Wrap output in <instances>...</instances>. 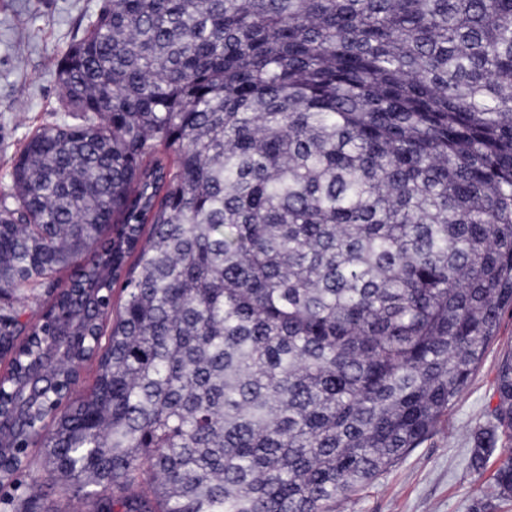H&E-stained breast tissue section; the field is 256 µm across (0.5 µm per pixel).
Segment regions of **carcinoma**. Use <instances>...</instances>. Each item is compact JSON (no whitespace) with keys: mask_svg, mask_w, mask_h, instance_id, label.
Wrapping results in <instances>:
<instances>
[{"mask_svg":"<svg viewBox=\"0 0 512 512\" xmlns=\"http://www.w3.org/2000/svg\"><path fill=\"white\" fill-rule=\"evenodd\" d=\"M58 78L0 194V294L52 288L0 314V512H336L436 429L512 308V0H105Z\"/></svg>","mask_w":512,"mask_h":512,"instance_id":"1","label":"carcinoma"}]
</instances>
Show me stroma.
<instances>
[{
  "instance_id": "35a3bbf8",
  "label": "stroma",
  "mask_w": 512,
  "mask_h": 512,
  "mask_svg": "<svg viewBox=\"0 0 512 512\" xmlns=\"http://www.w3.org/2000/svg\"><path fill=\"white\" fill-rule=\"evenodd\" d=\"M101 3L0 0V188L8 184L12 159L26 136L67 120L57 64ZM511 353L507 309L468 386L435 431L337 512H479L490 481L470 468L472 434L494 422L496 371Z\"/></svg>"
}]
</instances>
